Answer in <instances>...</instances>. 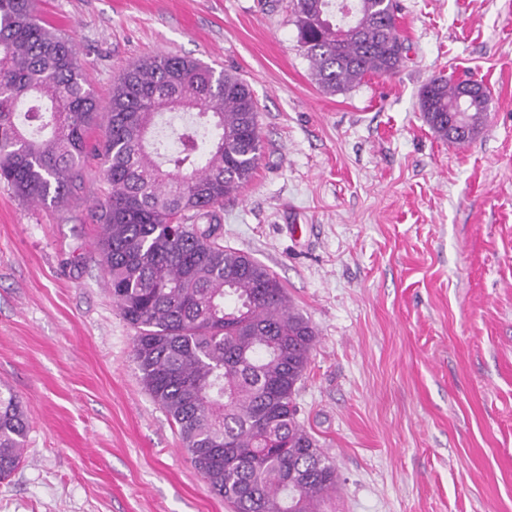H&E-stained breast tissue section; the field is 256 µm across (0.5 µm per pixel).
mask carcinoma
Listing matches in <instances>:
<instances>
[{
	"label": "carcinoma",
	"instance_id": "carcinoma-1",
	"mask_svg": "<svg viewBox=\"0 0 512 512\" xmlns=\"http://www.w3.org/2000/svg\"><path fill=\"white\" fill-rule=\"evenodd\" d=\"M347 5L350 26L336 0H291L299 46L329 93L396 73L406 51L396 0ZM459 95L442 75L420 93L426 124L458 146L482 131L490 103L487 91ZM92 126L104 128L94 152L110 185L98 250L112 301L135 330L144 389L234 512H322L340 476L296 403L315 328L273 271L224 245L215 220L261 156L254 91L234 71L160 54L125 70L103 110L76 45L34 0H0V181L25 202L67 201ZM28 430L22 402L1 384L0 481L24 459Z\"/></svg>",
	"mask_w": 512,
	"mask_h": 512
}]
</instances>
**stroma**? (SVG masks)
<instances>
[{
  "instance_id": "35a3bbf8",
  "label": "stroma",
  "mask_w": 512,
  "mask_h": 512,
  "mask_svg": "<svg viewBox=\"0 0 512 512\" xmlns=\"http://www.w3.org/2000/svg\"><path fill=\"white\" fill-rule=\"evenodd\" d=\"M397 3L403 65L332 94L288 0L38 7L100 103L156 54L252 86L263 153L219 215L317 331L297 403L341 475L327 512H512V0ZM440 74L490 94L467 145L422 117ZM102 168L60 206L0 183V381L30 422L0 512H233L141 384L96 248Z\"/></svg>"
}]
</instances>
